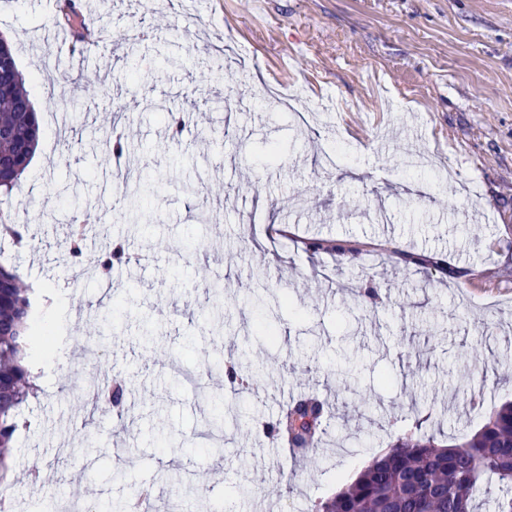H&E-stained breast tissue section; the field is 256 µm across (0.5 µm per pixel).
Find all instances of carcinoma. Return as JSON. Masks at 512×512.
<instances>
[{
  "mask_svg": "<svg viewBox=\"0 0 512 512\" xmlns=\"http://www.w3.org/2000/svg\"><path fill=\"white\" fill-rule=\"evenodd\" d=\"M61 101L68 99L70 85L76 83L69 69L55 65ZM0 91V161L9 164L22 147L27 158L15 167L9 183L0 185V204H7L38 146V123L34 105L20 69L3 78ZM109 155L120 159L129 154L130 142L107 133ZM19 250L34 247L28 229L0 218V242ZM74 279H82L80 265L86 252L84 235L67 240ZM129 254L120 243L109 245L98 256L96 273L108 275L126 264ZM51 304L48 296L35 301L33 288L23 281L12 258L0 259V484L10 464V448L17 432L29 426L25 411L38 398L33 352L50 343L51 332L37 317V306ZM225 390L240 394L252 383L238 358L224 366ZM104 398L92 402L94 412H112L123 400V390L110 385L102 389ZM329 404L315 397L300 396L288 405L280 418L262 424L272 438L287 437L289 448L300 449L303 457L317 455V445L326 433ZM429 416L415 421L414 431L397 439L365 466L349 484L333 496L313 504L312 512H477V498L491 483L500 494L492 512H512V402L488 416L485 424L460 444L441 445L423 432Z\"/></svg>",
  "mask_w": 512,
  "mask_h": 512,
  "instance_id": "1",
  "label": "carcinoma"
}]
</instances>
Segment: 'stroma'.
<instances>
[{
  "instance_id": "stroma-1",
  "label": "stroma",
  "mask_w": 512,
  "mask_h": 512,
  "mask_svg": "<svg viewBox=\"0 0 512 512\" xmlns=\"http://www.w3.org/2000/svg\"><path fill=\"white\" fill-rule=\"evenodd\" d=\"M88 8L96 41L61 43L47 33L67 25L69 0H0V34L43 125L13 197L35 237L17 263L51 296L54 329L34 359L49 383L14 444V512L75 496L117 508L144 486L153 512H309L403 434L413 402L431 414L428 433L452 444L512 401V378H495L512 355V0ZM185 43L193 62L180 60ZM48 50L73 76L108 72L110 98L80 86L83 112L64 111L44 75ZM217 55L228 70L211 69ZM284 88L305 121L274 101ZM165 107L186 117L180 141ZM116 122L133 160L104 149ZM69 135L81 151L67 153ZM320 147L339 149L341 164L325 165ZM133 162L162 184L148 223L122 217L116 172ZM77 202L96 230L90 252L110 236L128 243L133 261L110 283L70 280L62 242ZM316 240L357 248L352 268L337 274L335 255L310 252ZM215 279L223 296L207 290ZM354 286L376 290L379 315ZM253 291L282 302L276 341L258 334ZM106 295L129 304L103 331L91 307ZM95 335L90 361L83 342ZM231 351L248 353L256 382L217 406L206 395L223 385L218 364ZM115 376L132 391L128 412L89 416L73 384ZM304 395L363 414L346 434L332 418L313 462L258 428Z\"/></svg>"
}]
</instances>
